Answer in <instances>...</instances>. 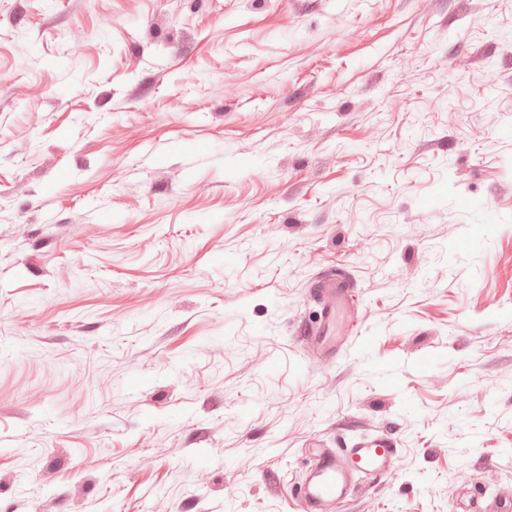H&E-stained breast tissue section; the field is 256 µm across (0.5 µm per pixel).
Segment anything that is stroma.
I'll return each instance as SVG.
<instances>
[{"label": "stroma", "mask_w": 512, "mask_h": 512, "mask_svg": "<svg viewBox=\"0 0 512 512\" xmlns=\"http://www.w3.org/2000/svg\"><path fill=\"white\" fill-rule=\"evenodd\" d=\"M507 25L0 0V512H298L314 449L384 432L338 512L512 500ZM321 285L322 288H318V293L325 311L323 316L325 326L328 327L334 313H336V302L345 305L349 302L350 295L348 289L336 285L334 280H327Z\"/></svg>", "instance_id": "stroma-1"}]
</instances>
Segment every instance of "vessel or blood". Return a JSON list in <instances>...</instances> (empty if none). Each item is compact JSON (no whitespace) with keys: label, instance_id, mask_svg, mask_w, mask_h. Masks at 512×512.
I'll use <instances>...</instances> for the list:
<instances>
[{"label":"vessel or blood","instance_id":"1","mask_svg":"<svg viewBox=\"0 0 512 512\" xmlns=\"http://www.w3.org/2000/svg\"><path fill=\"white\" fill-rule=\"evenodd\" d=\"M325 320H332L337 306L347 304L348 289L325 281L318 290ZM398 454V440L382 433L345 448H326L316 454L303 484L298 488L301 512H334L356 490L360 478L380 480Z\"/></svg>","mask_w":512,"mask_h":512}]
</instances>
